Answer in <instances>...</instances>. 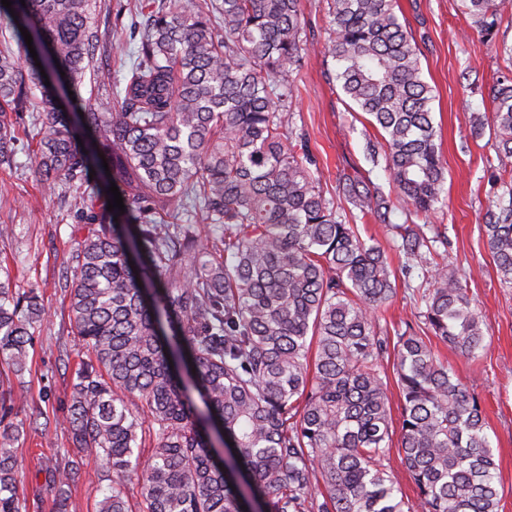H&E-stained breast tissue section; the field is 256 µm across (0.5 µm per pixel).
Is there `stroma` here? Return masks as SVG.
Masks as SVG:
<instances>
[{
	"instance_id": "1",
	"label": "stroma",
	"mask_w": 512,
	"mask_h": 512,
	"mask_svg": "<svg viewBox=\"0 0 512 512\" xmlns=\"http://www.w3.org/2000/svg\"><path fill=\"white\" fill-rule=\"evenodd\" d=\"M307 35L315 44L292 76L298 94L289 110L306 134L310 152L324 174L323 187L335 193L341 172H369L381 188L389 183L383 166L364 153L373 128L353 112L335 81L336 63L328 55L329 18L325 0H302ZM100 28L109 52L103 62L115 75L132 65L144 23L133 0H97ZM399 17L409 21L422 53L424 76L433 89L432 112L440 133V151L447 167L448 200L442 211L426 216L429 224L448 227L447 255L475 272L468 287L474 306L489 332L478 359L435 342L434 350L447 360L480 401L488 423L502 494L500 512H512V288L502 287L485 244L482 215L487 200L485 159L494 153L489 135H475L471 117L490 112L491 87L503 70L502 46H512V14H504L494 42H486L463 14L460 0H398ZM44 113L13 115L20 141L14 166L0 168V225L14 235L1 253L18 288L37 287L48 311L35 344L30 371L23 376L25 400L16 406L14 421H26L32 411H61L71 397L77 363L84 358L73 335L69 293L61 283L71 255L81 239L78 225L90 223L88 192L98 177H85L70 187L47 189L35 178V153ZM420 278L398 287L382 312L388 330L416 323ZM25 459L21 490L37 512H94L111 484L110 474L94 457H86L78 483L67 493L63 510H56L53 476L68 462L73 446L64 427L46 431L26 426L14 442Z\"/></svg>"
}]
</instances>
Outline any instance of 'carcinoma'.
Returning a JSON list of instances; mask_svg holds the SVG:
<instances>
[{"mask_svg":"<svg viewBox=\"0 0 512 512\" xmlns=\"http://www.w3.org/2000/svg\"><path fill=\"white\" fill-rule=\"evenodd\" d=\"M0 3L8 30L31 34L38 60L0 55V165L17 138L8 113L46 115L36 170L49 189L108 163L125 205L93 216L71 257L74 336L88 353L62 416L82 456L112 475L95 512H132L127 482L141 485V512H413L385 461L398 452L421 512H499L497 465L477 397L440 360L436 338L467 358L485 350L488 328L468 296L472 272L438 261L446 231L427 236L394 224L383 191L343 174L336 190L364 218L388 227L401 258L365 239L326 196L305 133L287 111L289 79L312 42L301 0H221L216 20L196 0H140L147 10L138 61L123 76L120 105L92 111L89 92L112 85L102 67L96 0ZM336 83L379 132L366 141L413 215L445 205L446 168L433 122L431 86L395 0H326ZM512 0H462L490 40ZM14 13H9V10ZM492 112L474 116L496 143L491 171L512 159V46L502 48ZM41 66H36V62ZM65 76H60V72ZM60 77L48 87L41 73ZM75 97L65 112L58 99ZM86 135L78 144L75 129ZM197 204L215 233L201 241ZM500 284L512 288V175L492 179L484 213ZM427 274L423 327L391 341L379 313ZM47 318L38 289L0 279V355L19 377ZM394 357L400 394L393 428L384 361ZM22 400L0 376V512H29L19 492L23 458L10 447ZM151 444L141 466L135 450ZM81 461L58 469L56 502Z\"/></svg>","mask_w":512,"mask_h":512,"instance_id":"1","label":"carcinoma"}]
</instances>
